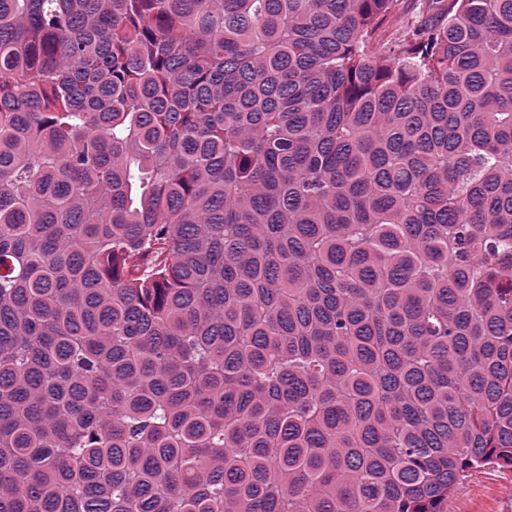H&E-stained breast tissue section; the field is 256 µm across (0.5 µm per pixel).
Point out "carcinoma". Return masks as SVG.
<instances>
[{"mask_svg": "<svg viewBox=\"0 0 512 512\" xmlns=\"http://www.w3.org/2000/svg\"><path fill=\"white\" fill-rule=\"evenodd\" d=\"M0 0V512H443L512 471V0Z\"/></svg>", "mask_w": 512, "mask_h": 512, "instance_id": "obj_1", "label": "carcinoma"}]
</instances>
